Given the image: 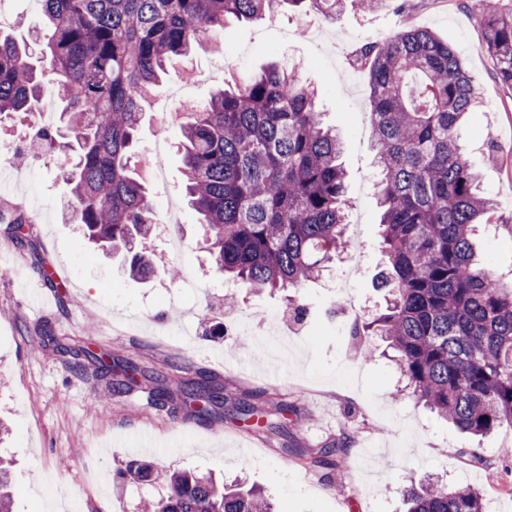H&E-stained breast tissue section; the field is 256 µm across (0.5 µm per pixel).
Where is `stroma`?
<instances>
[{
    "instance_id": "1",
    "label": "stroma",
    "mask_w": 512,
    "mask_h": 512,
    "mask_svg": "<svg viewBox=\"0 0 512 512\" xmlns=\"http://www.w3.org/2000/svg\"><path fill=\"white\" fill-rule=\"evenodd\" d=\"M411 23L452 44L474 79L479 107L464 127L465 149L498 216L481 232L478 248L499 276L512 279V237L499 229L512 221V88L494 74L479 0H387L371 12L348 4L332 20L293 8L257 22L227 19L218 37L173 61L144 101L137 156H149L156 116L173 109L175 84L193 85L204 103L219 86L271 61L297 65L318 91L326 125L345 143L348 222L360 225L363 249L301 288L304 311L282 294L239 288L229 313L224 277L207 256L198 214L183 198L179 131L169 133L165 179L149 180L148 192L156 211L170 201L179 207L186 247L166 254L163 231L155 229L146 242L154 273L143 283L131 278L122 257L104 255L71 223L61 179L68 158L53 150L27 161L49 220L24 225L19 237L13 225L0 223V419L9 428L0 454L13 464L14 512H140L142 501L166 486L119 478L136 461L161 473L192 470L258 486L277 512H405L403 488L429 478L479 489L486 512H512V459L503 455L512 426L483 437L460 433L403 395L384 337L357 342L323 317L338 304L335 290L354 264L363 316L385 305L368 76L352 56ZM207 67L211 78L197 83L198 69ZM60 264L66 283L47 288L46 304L35 311L23 287ZM173 266L195 269L210 284L209 295L171 280ZM65 345L112 354L146 379L111 394L94 371L72 372ZM157 376L221 386L224 404L205 418L177 393L157 406L148 397ZM240 401L253 406L252 415L233 412ZM342 438L350 442L349 457L332 474L301 465L307 449Z\"/></svg>"
}]
</instances>
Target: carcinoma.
<instances>
[{
  "label": "carcinoma",
  "mask_w": 512,
  "mask_h": 512,
  "mask_svg": "<svg viewBox=\"0 0 512 512\" xmlns=\"http://www.w3.org/2000/svg\"><path fill=\"white\" fill-rule=\"evenodd\" d=\"M346 0H40L43 27L18 40L0 25V115L32 112L51 91L59 123L31 127L30 142L70 152L63 173L74 223L110 253L131 256L130 276L152 273L135 250L157 217L131 147L141 102L193 43L230 18L272 16L288 5L336 17ZM482 36L500 82L512 88V6L481 0ZM357 62L369 76V120L379 170L384 312L349 334L383 336L416 402L472 436L512 424V280L480 260L473 236L496 220L462 144L478 105L457 50L410 26ZM184 188L202 217L224 280L254 290L298 289L347 247L351 207L343 143L322 121L314 89L273 64L220 88L179 124ZM109 388L138 384L137 368L85 353ZM347 441L310 449L333 469ZM154 512H276L255 489L186 470L166 474ZM408 512H484L470 486L412 482ZM0 512H13V475L0 464Z\"/></svg>",
  "instance_id": "obj_1"
}]
</instances>
